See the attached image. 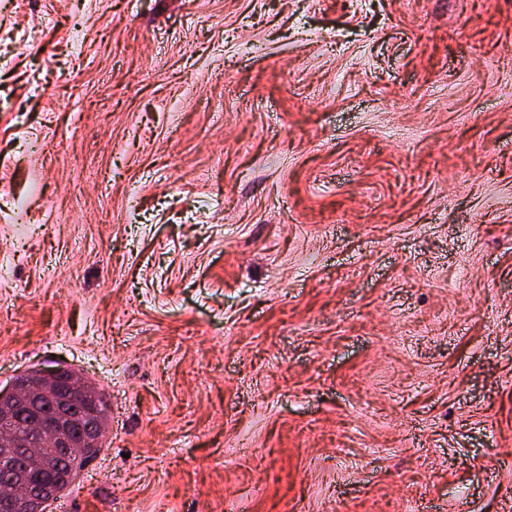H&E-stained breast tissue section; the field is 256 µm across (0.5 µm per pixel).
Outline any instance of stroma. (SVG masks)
Listing matches in <instances>:
<instances>
[{
  "label": "stroma",
  "instance_id": "obj_1",
  "mask_svg": "<svg viewBox=\"0 0 512 512\" xmlns=\"http://www.w3.org/2000/svg\"><path fill=\"white\" fill-rule=\"evenodd\" d=\"M61 364L66 512H512V0H0V389ZM90 387L92 388L93 392L98 396L102 404V415L100 417L101 432L99 439L93 445L81 448L78 451V454L74 457L72 476L67 481L61 484L52 500H58L64 497L68 492H70L75 486V479L78 471L82 470L91 460L95 459L102 450V448H104V438L109 426L107 403L105 401L106 395L104 390L98 387L95 383H90Z\"/></svg>",
  "mask_w": 512,
  "mask_h": 512
}]
</instances>
